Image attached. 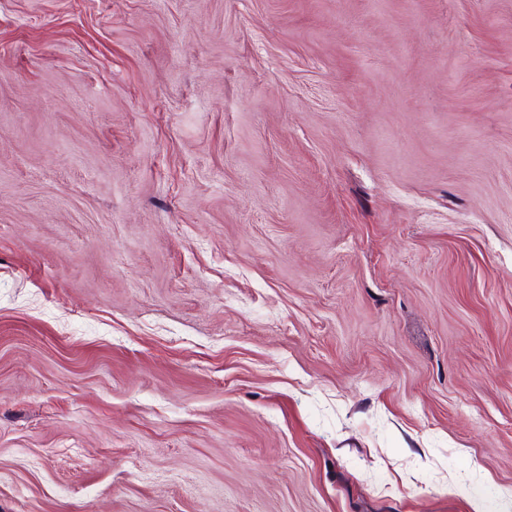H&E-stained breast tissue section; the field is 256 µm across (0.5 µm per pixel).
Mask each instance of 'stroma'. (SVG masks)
Instances as JSON below:
<instances>
[{
    "mask_svg": "<svg viewBox=\"0 0 512 512\" xmlns=\"http://www.w3.org/2000/svg\"><path fill=\"white\" fill-rule=\"evenodd\" d=\"M0 512H512V0H0Z\"/></svg>",
    "mask_w": 512,
    "mask_h": 512,
    "instance_id": "1",
    "label": "stroma"
}]
</instances>
